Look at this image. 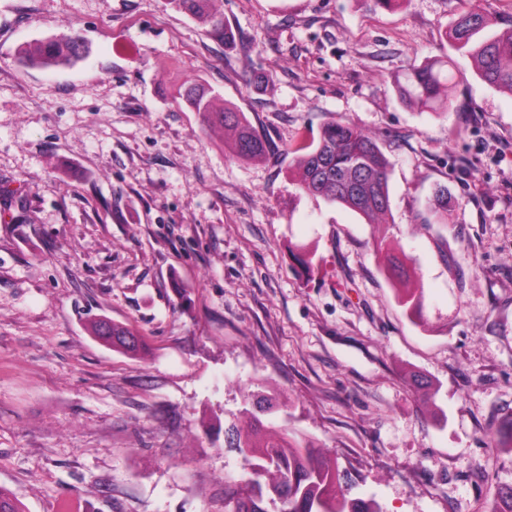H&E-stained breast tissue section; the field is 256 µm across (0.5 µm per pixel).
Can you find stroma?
<instances>
[{"label": "stroma", "mask_w": 512, "mask_h": 512, "mask_svg": "<svg viewBox=\"0 0 512 512\" xmlns=\"http://www.w3.org/2000/svg\"><path fill=\"white\" fill-rule=\"evenodd\" d=\"M217 6L234 45L166 0H0V487L25 512H225L248 469L224 427L262 391L385 512H493L512 485V92L449 30L478 7L499 31L512 0ZM72 32L84 59L19 63ZM427 59L458 64L439 115L398 93ZM186 82L283 155L235 157L179 104ZM331 120L388 158L385 223L299 190L289 148ZM99 317L140 350L96 339Z\"/></svg>", "instance_id": "stroma-1"}]
</instances>
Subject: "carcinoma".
Here are the masks:
<instances>
[{
    "label": "carcinoma",
    "instance_id": "obj_1",
    "mask_svg": "<svg viewBox=\"0 0 512 512\" xmlns=\"http://www.w3.org/2000/svg\"><path fill=\"white\" fill-rule=\"evenodd\" d=\"M212 2L167 0L172 8L206 23L213 37L231 44L235 34ZM486 24L484 12L471 9L454 22L450 38L458 52L474 59L485 83L512 91V15L501 19L499 32L486 33ZM82 49V39L73 32L23 49L19 61L50 69L79 59ZM455 75L439 63L414 65L402 95L420 110L439 114L448 108V89ZM178 98L199 113L204 123L232 132L230 149L236 157L257 159L281 152L250 125L243 112L229 106L216 108L204 85L183 86ZM291 151L296 154L302 192L342 205L368 224L381 223L389 210L390 163L371 136L349 122L332 121L324 125L318 139L303 140ZM435 202L437 222L443 224L448 219V189L438 190ZM92 332L100 339L112 337V346L130 353L140 346V340H128L134 335L130 328L114 322L108 325L98 320ZM256 403L259 408L244 410L240 419L224 429V446L235 449L250 465L247 478L231 483L225 512H268V501L279 502L280 512H383L375 500L352 496L341 482L338 463L324 456L313 442L263 425L258 413L273 408L270 399L259 396ZM0 512H22L17 494L1 487Z\"/></svg>",
    "mask_w": 512,
    "mask_h": 512
}]
</instances>
